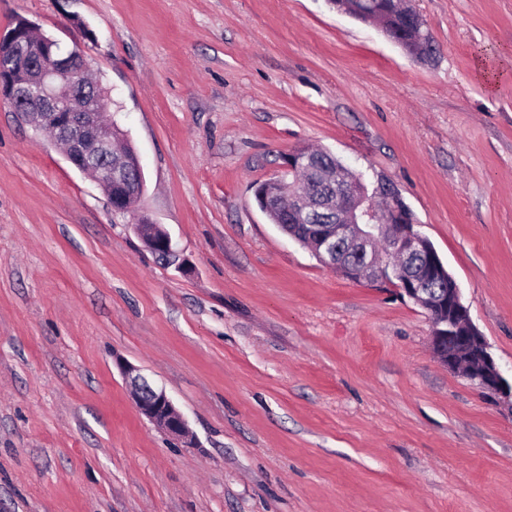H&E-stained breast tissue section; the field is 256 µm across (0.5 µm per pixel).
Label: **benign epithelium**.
I'll list each match as a JSON object with an SVG mask.
<instances>
[{
    "label": "benign epithelium",
    "mask_w": 512,
    "mask_h": 512,
    "mask_svg": "<svg viewBox=\"0 0 512 512\" xmlns=\"http://www.w3.org/2000/svg\"><path fill=\"white\" fill-rule=\"evenodd\" d=\"M52 40L35 33L24 18L0 33V100L9 103L36 130L51 129L67 160L79 171L92 174L104 188L113 211L130 213L134 230L147 248L160 253L180 269L186 260L170 234L149 219L132 212L127 201L143 189L140 161L130 164L114 148L112 119H103L108 99L94 103L77 92L86 84L89 65L82 53L60 55ZM309 154L288 155L286 172H310ZM341 161L318 172L317 179L345 200L336 209V223L318 224L324 205L307 189H299L281 176L266 182L261 193L264 208L288 207L296 221L309 229L313 253L327 267L353 280L384 281L402 290L423 308L433 326L432 346L439 362L462 374L482 392L512 401V382L505 379L487 341L473 324L462 302L456 279L448 272L429 239L409 221L407 208L388 189L380 196L388 209L379 215L373 199L358 195ZM138 412L175 439L189 441L184 416L165 388L159 387L131 364L120 365Z\"/></svg>",
    "instance_id": "7a95c632"
}]
</instances>
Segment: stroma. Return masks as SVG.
<instances>
[{
    "mask_svg": "<svg viewBox=\"0 0 512 512\" xmlns=\"http://www.w3.org/2000/svg\"><path fill=\"white\" fill-rule=\"evenodd\" d=\"M410 4L423 60L328 0H0L82 50L188 263L0 103V512H512V406L255 199L304 147L394 188L512 376V0ZM119 367L138 412L176 440L191 443L187 421L165 388L154 384L131 364H120Z\"/></svg>",
    "mask_w": 512,
    "mask_h": 512,
    "instance_id": "obj_1",
    "label": "stroma"
}]
</instances>
